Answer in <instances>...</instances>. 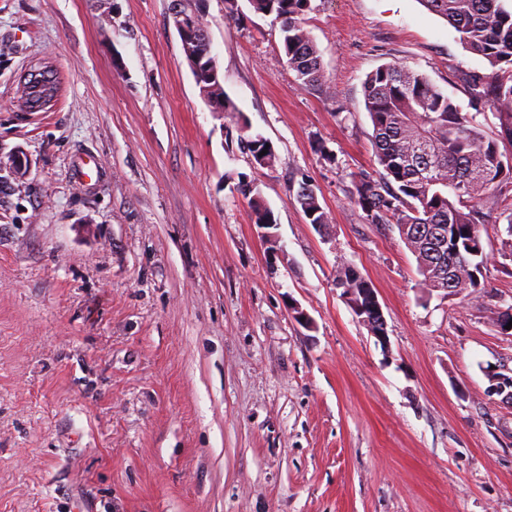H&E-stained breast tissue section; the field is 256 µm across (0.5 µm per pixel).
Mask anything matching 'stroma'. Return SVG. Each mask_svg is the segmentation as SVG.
<instances>
[{
    "mask_svg": "<svg viewBox=\"0 0 512 512\" xmlns=\"http://www.w3.org/2000/svg\"><path fill=\"white\" fill-rule=\"evenodd\" d=\"M310 6L330 98L297 83L279 25L207 0L226 116L199 94L172 0H0V512H512V405L486 376L512 369L506 215L483 234L480 299L429 297L396 228L348 194L377 169L369 73L402 62L492 136L469 88L490 66L419 0ZM43 65L58 96L30 112L17 88ZM244 129L274 167H253ZM346 263L376 289L388 347L337 288ZM238 192L248 199V204L254 215V224L273 225L276 224L270 208L265 203L261 192L256 186L246 181L245 176H239L237 184ZM296 198L310 224H322L314 225L320 229L329 226L331 223L329 213L319 203L318 197L310 184L301 183L296 192Z\"/></svg>",
    "mask_w": 512,
    "mask_h": 512,
    "instance_id": "obj_1",
    "label": "stroma"
}]
</instances>
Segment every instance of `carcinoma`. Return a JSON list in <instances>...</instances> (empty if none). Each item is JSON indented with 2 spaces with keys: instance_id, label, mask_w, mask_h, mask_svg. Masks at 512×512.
I'll use <instances>...</instances> for the list:
<instances>
[{
  "instance_id": "carcinoma-1",
  "label": "carcinoma",
  "mask_w": 512,
  "mask_h": 512,
  "mask_svg": "<svg viewBox=\"0 0 512 512\" xmlns=\"http://www.w3.org/2000/svg\"><path fill=\"white\" fill-rule=\"evenodd\" d=\"M256 14L281 22L286 64L300 86L331 96L318 51L305 28L310 0H248ZM459 35L471 52L482 56L492 73L472 80V102L495 112L498 133L488 136L429 79L398 62L380 66L364 81V105L373 126L379 178L353 176L349 200L366 223L392 224L415 257L421 288L429 293H457L448 283V264L474 271L469 294L479 288L489 254L482 244V223L499 204L512 211L507 184L512 179V10L501 0H420ZM205 0H174L188 29L181 44L200 96L220 111L234 112L224 94L223 78L209 53L203 22ZM253 163L270 168L276 152L260 136H240ZM426 149H421V146ZM267 154H261L262 150ZM238 192L248 199L256 224L274 223L273 214L256 186L239 176ZM296 198L310 224H330L310 184L299 185ZM340 288H370L365 278H352L347 265L336 269Z\"/></svg>"
}]
</instances>
